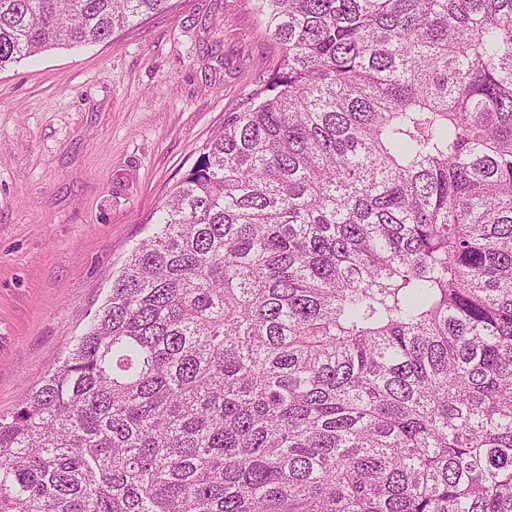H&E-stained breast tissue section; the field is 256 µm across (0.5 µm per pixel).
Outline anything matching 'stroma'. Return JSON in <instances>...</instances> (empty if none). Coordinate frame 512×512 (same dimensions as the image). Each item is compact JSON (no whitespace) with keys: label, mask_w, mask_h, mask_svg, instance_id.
<instances>
[{"label":"stroma","mask_w":512,"mask_h":512,"mask_svg":"<svg viewBox=\"0 0 512 512\" xmlns=\"http://www.w3.org/2000/svg\"><path fill=\"white\" fill-rule=\"evenodd\" d=\"M281 58L250 0H169L0 70V414L90 326L224 115Z\"/></svg>","instance_id":"stroma-1"}]
</instances>
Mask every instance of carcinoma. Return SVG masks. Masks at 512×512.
Here are the masks:
<instances>
[{
	"label": "carcinoma",
	"instance_id": "obj_1",
	"mask_svg": "<svg viewBox=\"0 0 512 512\" xmlns=\"http://www.w3.org/2000/svg\"><path fill=\"white\" fill-rule=\"evenodd\" d=\"M169 0H0V69ZM275 77L42 385L0 512H512V0H254Z\"/></svg>",
	"mask_w": 512,
	"mask_h": 512
}]
</instances>
